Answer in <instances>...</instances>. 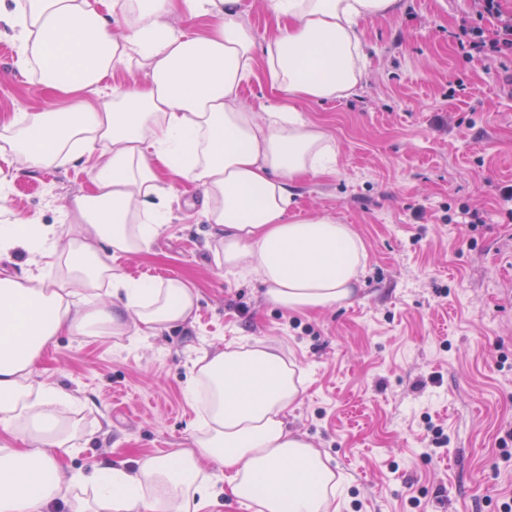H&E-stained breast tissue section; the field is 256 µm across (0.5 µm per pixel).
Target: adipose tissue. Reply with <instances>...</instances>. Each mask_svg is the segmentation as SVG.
Listing matches in <instances>:
<instances>
[{
  "label": "adipose tissue",
  "instance_id": "adipose-tissue-1",
  "mask_svg": "<svg viewBox=\"0 0 512 512\" xmlns=\"http://www.w3.org/2000/svg\"><path fill=\"white\" fill-rule=\"evenodd\" d=\"M13 3L0 9V35L12 34L21 66L71 105L22 113L8 153L19 172L82 162L92 190L64 206L65 231L0 224V260L29 255L19 274L0 276V512L59 503L66 512H201L223 494L257 512H331L334 470L288 427L303 379L280 345L231 342L203 359L198 375L213 400L191 447L132 464L101 459L80 473L67 464L74 445L61 411L82 400L39 380V360L58 336L91 327L126 336L191 322L198 293L184 279L134 281L114 263L150 250L180 185L201 192L218 268L253 275L288 313L351 303L363 239L328 215L290 216L295 183L336 173L339 156L298 104L352 94L367 60L360 24L394 15L398 0H263L277 32L262 44L241 20L244 0ZM177 14L197 28L174 26ZM121 67L144 82L100 95ZM259 67L278 94L261 112L239 101ZM53 256L64 257L68 278L46 280L39 261ZM104 282L110 299L98 305ZM81 485L92 501L72 497Z\"/></svg>",
  "mask_w": 512,
  "mask_h": 512
}]
</instances>
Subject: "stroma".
Wrapping results in <instances>:
<instances>
[{"mask_svg":"<svg viewBox=\"0 0 512 512\" xmlns=\"http://www.w3.org/2000/svg\"><path fill=\"white\" fill-rule=\"evenodd\" d=\"M476 9L399 0L395 16L361 24L369 65L357 91L299 105L340 157L335 174L296 186L292 215L327 214L363 238L360 296L284 312L260 282L215 266L209 227L179 194L150 253L119 265L133 280L197 288L192 322L140 338L61 336L42 356L40 380L95 403L64 413L79 449L72 468L191 447L195 361L265 337L304 373L288 426L341 476L340 512H498L512 497V460L498 446L512 428V202L499 195L512 185V56L459 51L455 35ZM15 62L14 40L0 37V127L68 107ZM90 189L80 165L28 171L9 183L8 215L56 224ZM465 207L486 223H465Z\"/></svg>","mask_w":512,"mask_h":512,"instance_id":"35a3bbf8","label":"stroma"}]
</instances>
